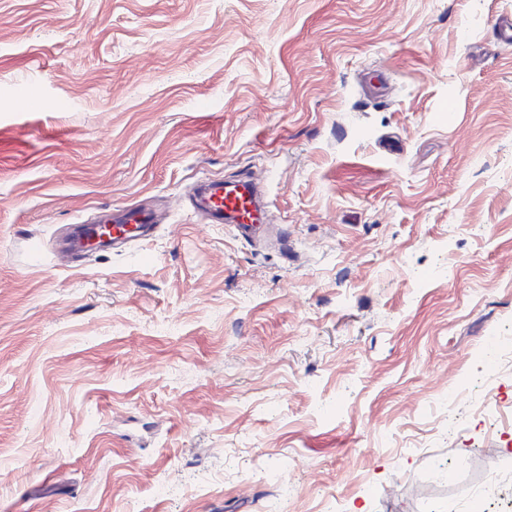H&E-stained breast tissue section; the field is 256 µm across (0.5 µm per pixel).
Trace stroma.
I'll list each match as a JSON object with an SVG mask.
<instances>
[{
    "instance_id": "obj_1",
    "label": "stroma",
    "mask_w": 512,
    "mask_h": 512,
    "mask_svg": "<svg viewBox=\"0 0 512 512\" xmlns=\"http://www.w3.org/2000/svg\"><path fill=\"white\" fill-rule=\"evenodd\" d=\"M512 0H0V512H484L512 401ZM264 185L281 240L211 224ZM144 206L148 241L61 261ZM192 206L214 224H230L242 238L270 223L268 204L249 177L199 181ZM73 229V234L67 242L64 250L73 260H78L85 253L92 250L88 246V240L92 232L98 233V240H100V233L98 232V229H94L85 224H74Z\"/></svg>"
}]
</instances>
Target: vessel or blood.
<instances>
[{"mask_svg": "<svg viewBox=\"0 0 512 512\" xmlns=\"http://www.w3.org/2000/svg\"><path fill=\"white\" fill-rule=\"evenodd\" d=\"M193 208L215 224L234 227L240 237H248L260 226L268 224L270 213L253 180L247 177L199 181L195 186ZM155 213L147 208L130 207L112 212L111 238L119 244L146 236L156 224ZM92 227L75 225L65 246L72 259L88 252Z\"/></svg>", "mask_w": 512, "mask_h": 512, "instance_id": "obj_1", "label": "vessel or blood"}]
</instances>
